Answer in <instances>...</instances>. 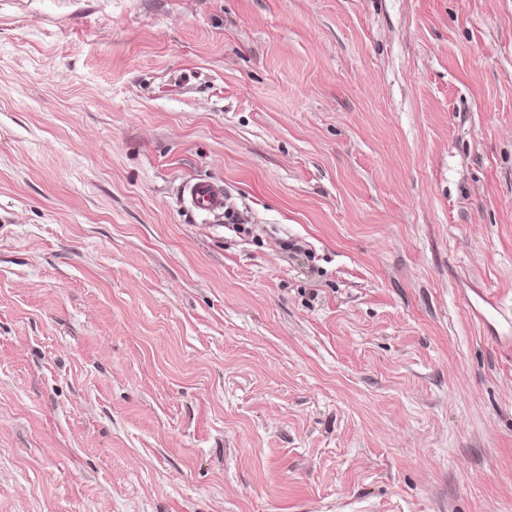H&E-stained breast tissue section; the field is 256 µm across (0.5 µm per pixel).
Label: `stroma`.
Listing matches in <instances>:
<instances>
[{
  "instance_id": "stroma-1",
  "label": "stroma",
  "mask_w": 512,
  "mask_h": 512,
  "mask_svg": "<svg viewBox=\"0 0 512 512\" xmlns=\"http://www.w3.org/2000/svg\"><path fill=\"white\" fill-rule=\"evenodd\" d=\"M474 285L512 0H0V512H512ZM187 195L188 208L201 216L217 217L224 215L230 218V211L224 212L227 204L224 195V186L213 181H197L192 184L185 185L183 188V198Z\"/></svg>"
}]
</instances>
